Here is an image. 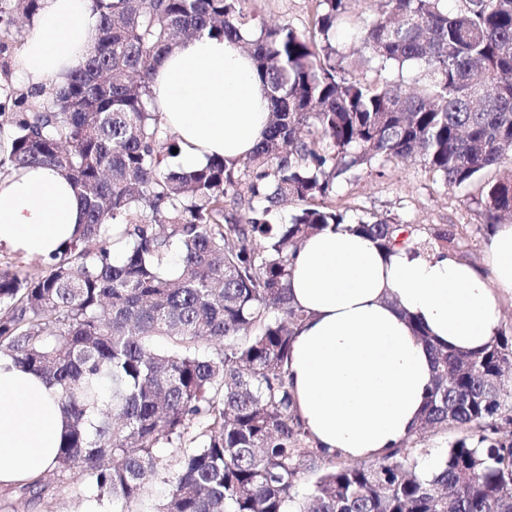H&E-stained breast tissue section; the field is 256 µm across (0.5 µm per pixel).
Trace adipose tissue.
<instances>
[{
    "label": "adipose tissue",
    "instance_id": "1",
    "mask_svg": "<svg viewBox=\"0 0 512 512\" xmlns=\"http://www.w3.org/2000/svg\"><path fill=\"white\" fill-rule=\"evenodd\" d=\"M98 25L91 0H41L16 71L48 95L85 54ZM162 123L177 137L176 166L247 157L267 127L270 101L238 44L201 35L162 54L150 83ZM84 219L79 190L51 165L0 175V250L50 259ZM490 275L452 256L381 249L343 224L303 242L287 279L306 320L292 343L288 381L318 447L352 458L398 446L418 425L434 371L412 322L468 351L498 336L502 296H512V224L488 246ZM65 418L54 388L0 362V484L51 467Z\"/></svg>",
    "mask_w": 512,
    "mask_h": 512
}]
</instances>
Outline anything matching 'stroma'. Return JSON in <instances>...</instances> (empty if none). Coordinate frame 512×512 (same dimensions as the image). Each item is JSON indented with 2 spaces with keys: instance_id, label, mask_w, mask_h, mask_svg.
<instances>
[{
  "instance_id": "stroma-1",
  "label": "stroma",
  "mask_w": 512,
  "mask_h": 512,
  "mask_svg": "<svg viewBox=\"0 0 512 512\" xmlns=\"http://www.w3.org/2000/svg\"><path fill=\"white\" fill-rule=\"evenodd\" d=\"M314 9L315 0H246V10L256 20L268 25L288 23L307 33L313 29ZM474 194L471 187H443L418 161H375L352 170L331 202L345 211L351 223L388 218L413 225L423 238L438 229L461 233L458 258L485 272L492 233L484 225ZM25 512H112V504L90 498L84 476L75 471L68 491L48 488L26 504Z\"/></svg>"
}]
</instances>
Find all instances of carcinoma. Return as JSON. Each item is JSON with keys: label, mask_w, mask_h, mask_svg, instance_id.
Instances as JSON below:
<instances>
[{"label": "carcinoma", "mask_w": 512, "mask_h": 512, "mask_svg": "<svg viewBox=\"0 0 512 512\" xmlns=\"http://www.w3.org/2000/svg\"><path fill=\"white\" fill-rule=\"evenodd\" d=\"M94 41L31 103L0 174L53 165L78 187L79 237L34 273L0 270V358L55 388L68 424L37 494L74 469L112 512L164 475L156 512H512V335L470 352L415 336L435 377L417 428L372 460L317 447L295 409L288 358L305 314L285 286L305 239L343 213L337 181L374 160H421L444 187L475 186L484 224L512 219V0H316L313 31L252 27L245 0H91ZM40 0H0V28ZM347 26L383 70L420 65L412 86L362 82L331 62ZM239 44L267 87V129L238 161L192 172L152 105L160 54L203 33ZM302 205L286 224L279 206ZM381 248L449 252L454 237L360 220ZM455 427L435 472L424 428ZM308 479L301 489V479Z\"/></svg>", "instance_id": "1"}]
</instances>
